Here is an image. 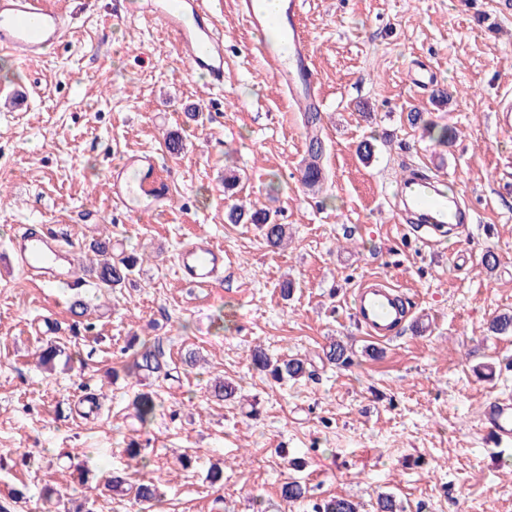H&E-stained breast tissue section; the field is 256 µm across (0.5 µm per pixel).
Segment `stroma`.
I'll return each instance as SVG.
<instances>
[{
	"mask_svg": "<svg viewBox=\"0 0 512 512\" xmlns=\"http://www.w3.org/2000/svg\"><path fill=\"white\" fill-rule=\"evenodd\" d=\"M55 2L73 16L59 49L34 64L0 56V457H30L0 472V497L22 491L14 512H139L103 487L121 471L158 480L163 512H312L330 496L375 512L385 494L405 512H512V444L494 446L483 419L491 400L512 397V334L489 329L512 314V132L491 119L512 99V0H302L325 146L315 188L301 181L304 115L263 70L236 0H216L220 90L119 0ZM420 70L434 75L428 89L410 81ZM428 124L455 139L431 140ZM172 138L180 154L168 152ZM132 152L167 176L157 214L112 205L108 168ZM413 168L444 172L473 213L445 248L409 238L397 219L394 189ZM230 173L241 179L233 199ZM235 201L287 225V247L271 251L255 226L227 223ZM23 226L66 236L90 287L45 285L10 263ZM197 235L230 257L204 290L175 275ZM103 237L113 254L144 258L122 287L95 281L91 246ZM369 276L414 309L380 347L351 311ZM333 340L351 364L326 359ZM144 341L160 342L168 376L125 375ZM49 343L73 359L40 367L35 352ZM256 346L307 360L313 377L272 380L250 365ZM189 348L203 356L197 367L181 360ZM217 378L234 380V400L211 397ZM89 388L103 393L94 413ZM147 388L158 409L144 430L130 403ZM131 438L148 467L125 456ZM214 464L224 478L212 483ZM292 478L307 493L287 502L280 488Z\"/></svg>",
	"mask_w": 512,
	"mask_h": 512,
	"instance_id": "35a3bbf8",
	"label": "stroma"
}]
</instances>
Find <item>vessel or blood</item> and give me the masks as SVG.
<instances>
[{
    "mask_svg": "<svg viewBox=\"0 0 512 512\" xmlns=\"http://www.w3.org/2000/svg\"><path fill=\"white\" fill-rule=\"evenodd\" d=\"M248 28L259 40L256 50L269 76L288 94L298 111L319 108L316 77L310 66L307 35L300 23L301 0H279L269 13L262 0H239ZM126 12L158 22L185 55L193 72L215 87L224 85V34L209 0H126ZM71 27L69 15L49 0H0V51L22 52L40 58L54 52ZM115 208L132 215L155 213L164 194L165 180L151 157L133 155L108 171ZM406 191L405 211L417 216L427 233L444 236L457 216L446 196L434 193L430 181L413 177L401 181ZM12 249L19 266L30 276L49 284L79 287L77 253L67 249L51 231L17 234ZM228 264L223 248L200 237L180 254L183 279L196 288L212 287ZM353 316L367 338L379 344L393 341L410 309L405 298L386 280L362 281L354 292ZM484 420L498 444L512 443V400L487 404Z\"/></svg>",
    "mask_w": 512,
    "mask_h": 512,
    "instance_id": "b4317fda",
    "label": "vessel or blood"
}]
</instances>
